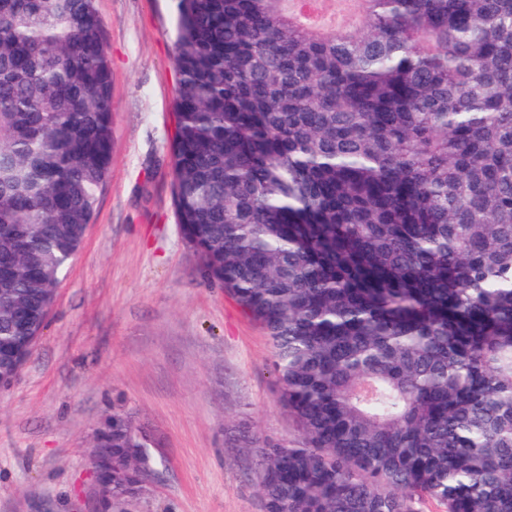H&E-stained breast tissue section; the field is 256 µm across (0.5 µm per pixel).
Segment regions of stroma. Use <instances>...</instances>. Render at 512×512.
Here are the masks:
<instances>
[{"instance_id":"1","label":"stroma","mask_w":512,"mask_h":512,"mask_svg":"<svg viewBox=\"0 0 512 512\" xmlns=\"http://www.w3.org/2000/svg\"><path fill=\"white\" fill-rule=\"evenodd\" d=\"M112 160L31 357L0 389V512H95L89 450L113 411L161 465L123 512H263L258 445L298 429L264 329L204 283L177 224L172 0H96ZM257 445L239 447L242 427Z\"/></svg>"}]
</instances>
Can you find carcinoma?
I'll return each instance as SVG.
<instances>
[{"label": "carcinoma", "instance_id": "cac0c4a2", "mask_svg": "<svg viewBox=\"0 0 512 512\" xmlns=\"http://www.w3.org/2000/svg\"><path fill=\"white\" fill-rule=\"evenodd\" d=\"M175 0L178 224L299 429L264 512H512V0ZM95 0H0V379L110 164ZM112 506L146 491L115 412Z\"/></svg>", "mask_w": 512, "mask_h": 512}]
</instances>
